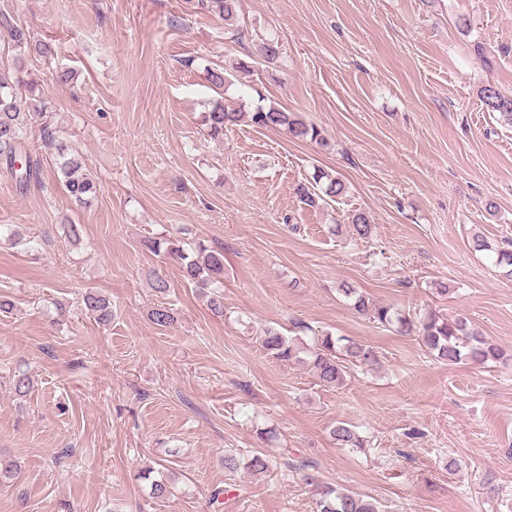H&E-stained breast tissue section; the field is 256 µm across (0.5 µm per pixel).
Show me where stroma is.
Segmentation results:
<instances>
[{
	"instance_id": "stroma-1",
	"label": "stroma",
	"mask_w": 512,
	"mask_h": 512,
	"mask_svg": "<svg viewBox=\"0 0 512 512\" xmlns=\"http://www.w3.org/2000/svg\"><path fill=\"white\" fill-rule=\"evenodd\" d=\"M0 10L51 43L25 78L99 184L92 206L75 204L36 125L39 180L19 190L0 165V224L38 244L0 242V294L16 304L0 316V461L19 466L0 473V512H316L325 484L381 512H512V363L448 364L342 294L467 317L512 353V277L469 245L512 240V127L480 98L487 85L512 95V0H238V41L197 0ZM268 37L278 62L237 72ZM216 66L227 103L298 113L330 149L245 121L210 139L200 115ZM59 68L69 84L52 82ZM316 165L348 192L311 208L296 187ZM358 211L370 238L343 224ZM159 236L223 250V316L143 247ZM88 290L110 298L109 327L82 309ZM163 303L167 328L149 317ZM267 326L309 344L346 336L378 362L323 387L263 351ZM339 421L366 448L336 447ZM257 452L262 473L247 467ZM155 480L167 497L153 498Z\"/></svg>"
}]
</instances>
